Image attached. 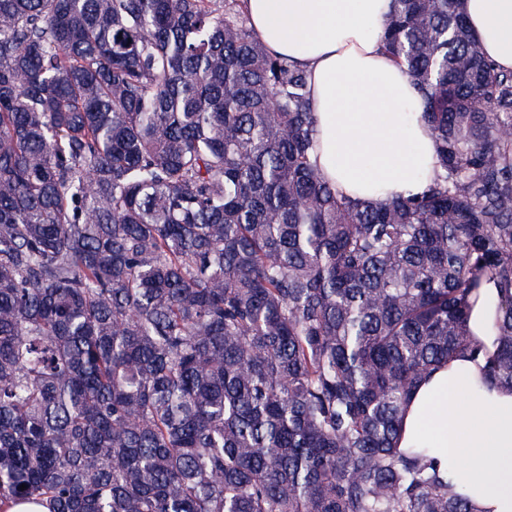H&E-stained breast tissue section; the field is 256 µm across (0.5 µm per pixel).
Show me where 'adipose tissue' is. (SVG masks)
Returning <instances> with one entry per match:
<instances>
[{
  "label": "adipose tissue",
  "mask_w": 512,
  "mask_h": 512,
  "mask_svg": "<svg viewBox=\"0 0 512 512\" xmlns=\"http://www.w3.org/2000/svg\"><path fill=\"white\" fill-rule=\"evenodd\" d=\"M392 0H245L269 52L308 77L314 158L337 191L369 202L423 192L435 140L416 90L380 35ZM486 54L512 69V0H463ZM498 303L485 285L469 328L481 354L451 358L423 381L403 417L401 448H423L480 512H512V390L483 382Z\"/></svg>",
  "instance_id": "ef3b65f1"
}]
</instances>
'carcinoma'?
I'll return each mask as SVG.
<instances>
[{"mask_svg": "<svg viewBox=\"0 0 512 512\" xmlns=\"http://www.w3.org/2000/svg\"><path fill=\"white\" fill-rule=\"evenodd\" d=\"M244 2L0 0V506L477 512L399 439L487 283L512 389V71L393 0L439 173L366 203Z\"/></svg>", "mask_w": 512, "mask_h": 512, "instance_id": "obj_1", "label": "carcinoma"}]
</instances>
